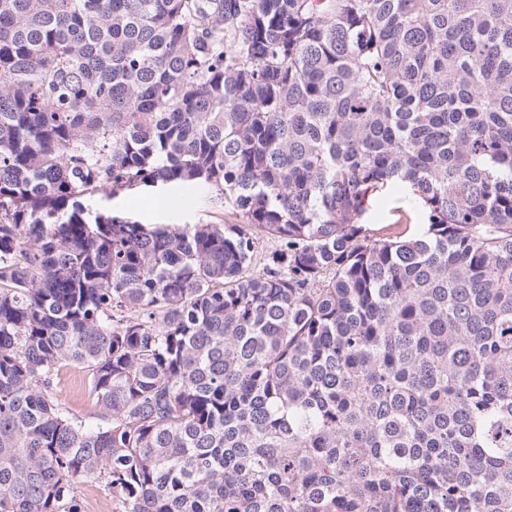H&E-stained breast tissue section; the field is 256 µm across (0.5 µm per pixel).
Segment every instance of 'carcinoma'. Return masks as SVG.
Wrapping results in <instances>:
<instances>
[{
  "label": "carcinoma",
  "instance_id": "1",
  "mask_svg": "<svg viewBox=\"0 0 512 512\" xmlns=\"http://www.w3.org/2000/svg\"><path fill=\"white\" fill-rule=\"evenodd\" d=\"M171 183L242 223L84 204ZM395 185L422 228L363 222ZM66 367L109 425L57 408ZM88 478L116 512H512V0H0V512Z\"/></svg>",
  "mask_w": 512,
  "mask_h": 512
}]
</instances>
